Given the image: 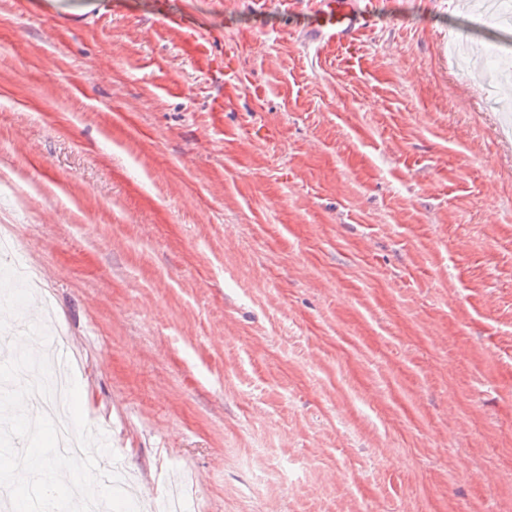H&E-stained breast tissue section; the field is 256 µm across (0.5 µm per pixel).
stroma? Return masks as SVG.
<instances>
[{
  "instance_id": "stroma-1",
  "label": "stroma",
  "mask_w": 512,
  "mask_h": 512,
  "mask_svg": "<svg viewBox=\"0 0 512 512\" xmlns=\"http://www.w3.org/2000/svg\"><path fill=\"white\" fill-rule=\"evenodd\" d=\"M373 2L0 0V237L140 512H512V52ZM371 4L366 0H316L306 29L314 48L331 44L346 53L355 49L369 25Z\"/></svg>"
}]
</instances>
